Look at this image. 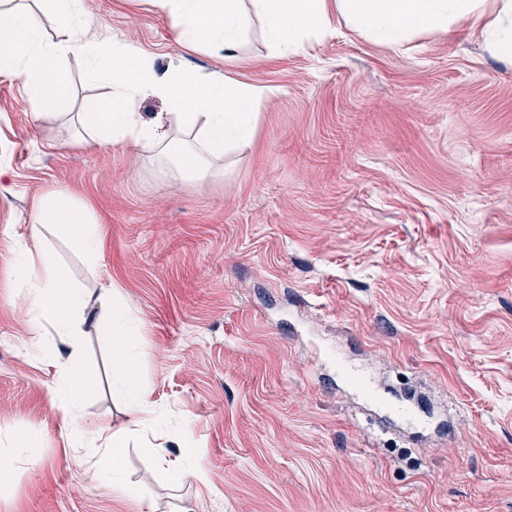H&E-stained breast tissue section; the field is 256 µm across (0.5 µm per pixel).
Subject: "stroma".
I'll return each mask as SVG.
<instances>
[{
    "instance_id": "stroma-1",
    "label": "stroma",
    "mask_w": 512,
    "mask_h": 512,
    "mask_svg": "<svg viewBox=\"0 0 512 512\" xmlns=\"http://www.w3.org/2000/svg\"><path fill=\"white\" fill-rule=\"evenodd\" d=\"M84 5L157 70L271 93L252 144L197 182L87 144L71 116L110 84L83 59L57 114L0 77V512H512V63L462 22L397 48L341 22L277 54L257 19L229 63L148 0ZM51 190L96 218L97 268L54 225L32 236ZM23 245L131 310L170 467L128 433L99 303L80 364L54 328L32 338ZM64 371L84 420L127 436L130 494L90 483L95 449L69 446ZM404 400L421 427L385 417ZM187 446L200 477L180 481Z\"/></svg>"
}]
</instances>
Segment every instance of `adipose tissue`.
<instances>
[{"label": "adipose tissue", "mask_w": 512, "mask_h": 512, "mask_svg": "<svg viewBox=\"0 0 512 512\" xmlns=\"http://www.w3.org/2000/svg\"><path fill=\"white\" fill-rule=\"evenodd\" d=\"M487 0H153L172 20L181 42L202 43L222 50L225 59H236L252 19H260L274 50L297 52L306 40L332 30L339 16L374 41L399 46L412 34L443 28L464 21L469 30L481 32L488 51L512 59V0H502L495 23H487ZM49 9L67 39L47 40L31 11L15 6L0 24V76L23 81L34 110L61 102L67 95L62 60L86 59L91 74H106L112 94L92 111L79 115L82 125L95 131L96 143L131 144L157 159V172L166 177L203 179L217 161L248 147L254 134L255 109L266 91L229 75L204 79L178 67L157 72L127 50L101 41L95 17L85 11L82 0H49ZM152 94L168 105L163 118L144 119L138 110L140 98ZM92 218L86 208L69 201L65 194L47 193L34 217V227L57 224L64 230L80 227L77 244L89 267L102 261L98 232L86 231ZM18 279L24 289L26 314L32 330L55 327L68 337L72 349L88 318L90 300L83 289L72 287L61 276L53 254H30L21 249ZM109 306L116 343L112 354V385L126 399L131 429L141 438L142 450L159 465H166L164 445L156 429L158 415L146 390L136 379L135 338L139 327L127 307L114 300L111 291L100 297ZM69 438L76 444L100 445L102 453L89 470L91 480L111 479L113 491L126 487L120 478L119 457L126 445L109 428L83 427L79 418L80 396L61 385Z\"/></svg>", "instance_id": "ef3b65f1"}]
</instances>
